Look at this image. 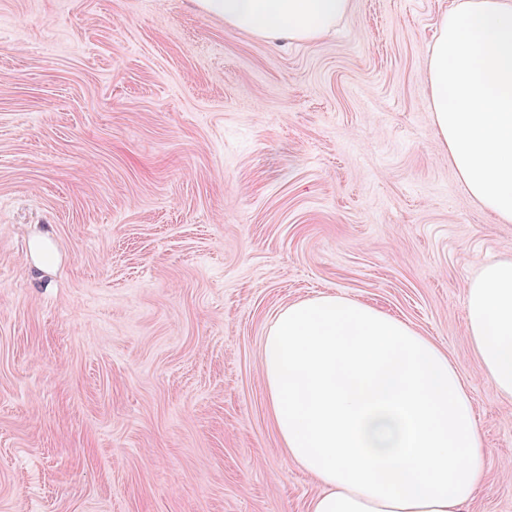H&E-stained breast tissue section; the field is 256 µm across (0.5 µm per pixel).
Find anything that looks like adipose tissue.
Listing matches in <instances>:
<instances>
[{"instance_id":"adipose-tissue-1","label":"adipose tissue","mask_w":512,"mask_h":512,"mask_svg":"<svg viewBox=\"0 0 512 512\" xmlns=\"http://www.w3.org/2000/svg\"><path fill=\"white\" fill-rule=\"evenodd\" d=\"M273 41L325 36L350 0H193ZM437 136L470 195L512 223V0H456L428 66ZM482 375L512 402V260L466 285ZM270 414L288 456L326 490L311 512H464L484 444L448 354L404 320L340 295L278 312L263 341Z\"/></svg>"}]
</instances>
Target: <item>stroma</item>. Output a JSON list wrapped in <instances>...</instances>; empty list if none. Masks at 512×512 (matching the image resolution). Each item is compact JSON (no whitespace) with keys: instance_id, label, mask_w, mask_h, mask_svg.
<instances>
[{"instance_id":"35a3bbf8","label":"stroma","mask_w":512,"mask_h":512,"mask_svg":"<svg viewBox=\"0 0 512 512\" xmlns=\"http://www.w3.org/2000/svg\"><path fill=\"white\" fill-rule=\"evenodd\" d=\"M452 3L350 0L277 45L190 0H0V512H310L261 347L319 294L447 351L485 446L466 512H512V403L465 292L512 223L429 108Z\"/></svg>"}]
</instances>
